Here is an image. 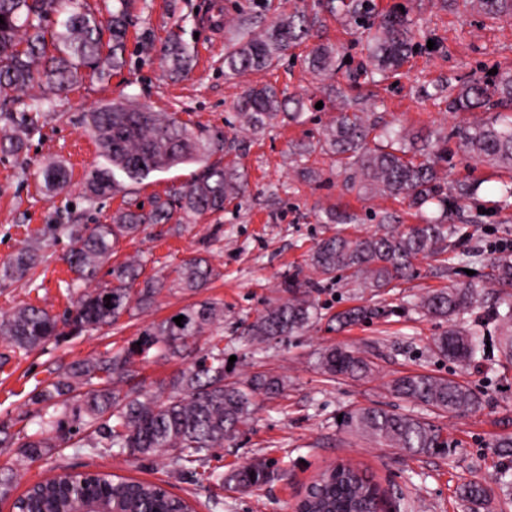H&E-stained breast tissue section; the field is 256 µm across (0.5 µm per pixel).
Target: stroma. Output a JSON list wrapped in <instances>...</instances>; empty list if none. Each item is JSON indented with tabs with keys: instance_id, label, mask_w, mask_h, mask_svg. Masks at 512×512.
Here are the masks:
<instances>
[{
	"instance_id": "stroma-1",
	"label": "stroma",
	"mask_w": 512,
	"mask_h": 512,
	"mask_svg": "<svg viewBox=\"0 0 512 512\" xmlns=\"http://www.w3.org/2000/svg\"><path fill=\"white\" fill-rule=\"evenodd\" d=\"M215 1L242 9L252 5L251 0H129L124 68L102 79H83L57 96L53 107L43 112L27 151L17 158L0 154V265L40 237L52 256L32 278L0 282V315L26 304L55 314L69 307L66 284L73 274L63 256L70 241L66 234L51 233L60 218L70 217L76 224H107L118 208L166 196L197 174V165H182L127 183L123 193L87 201V176L104 160L85 118L112 99L132 97L154 111L177 114L194 128L226 132L244 142L241 162L248 175L244 196L225 203L221 213L183 225L177 234L166 224L149 226L135 239L121 240L111 257L117 264L141 256L149 276L167 275L182 260L202 257L217 270V278L194 295L162 291L151 310L122 318L118 327L52 342L26 357L0 342V422L27 434L36 432L37 419L23 415L25 403L52 371L122 345L148 323L211 298L224 304V320L217 332L224 338L225 356L235 359L236 374L271 372L286 377L288 388L282 396L261 400L249 425L206 467L222 472L267 457L279 462L278 476L262 488L235 493L196 482L162 457L130 462L93 457L69 443L30 462L20 460L16 448L0 447V470L15 474L9 497L0 498V512H15V498L53 477L62 466L77 472L112 471L164 484L190 498L197 512H294L315 476L340 461L360 465L382 488L401 494L395 512H470L459 496L460 486L469 480L479 481L491 495L483 512H512V500L505 496L500 481L503 470L512 467V456L503 455L498 446L503 436L512 435V365L502 363L495 348L467 369L439 356L431 342L447 329V322L410 305L427 291L482 281L494 257L493 245L512 244V210L493 209L497 186L511 174L465 154L456 136L458 129L484 122L488 115L479 109H448L449 95L463 83L496 67H512V19L490 22L475 9H463L459 0H375L380 13L408 11L423 49L410 58L395 82L376 85L366 80L354 89L349 74L367 64L358 36L340 16L317 10L315 0H282L279 9L318 12L321 24L316 40L342 46L347 57L334 82L317 81L306 71L303 60L312 48L308 42L290 50L277 68L225 75L224 46L231 32L203 21ZM174 30L194 54L191 72L179 79L170 76L160 62V49ZM266 83L303 98L304 123H279L257 136L240 129L235 103L249 88ZM353 102L379 123L396 124L414 135L447 137L448 159L439 165L440 177L481 185L477 196L452 215L461 228L459 247L467 250L478 245L484 252L466 269H449L443 254L418 258L407 279L380 295L345 279L319 283L313 296L322 319L314 328L268 346H255L244 334L246 326L279 298L288 273L298 270L304 278H312L308 256L316 243L335 234L366 235L417 221L402 199L346 190L335 156L319 150L299 155L300 144L316 142L337 112ZM51 160L68 167L69 182L48 196L38 171ZM306 166L318 171L317 181L302 178L300 171ZM356 305L381 306L385 312L353 327L341 328L333 322L337 311ZM331 344L363 351L375 364L373 376L334 380L324 375L316 361ZM411 372L457 379L477 392L484 405L473 413L449 415L402 400L387 384ZM370 406L431 421L448 438V454L413 456L339 431V414Z\"/></svg>"
}]
</instances>
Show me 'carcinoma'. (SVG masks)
I'll list each match as a JSON object with an SVG mask.
<instances>
[{
	"label": "carcinoma",
	"instance_id": "1",
	"mask_svg": "<svg viewBox=\"0 0 512 512\" xmlns=\"http://www.w3.org/2000/svg\"><path fill=\"white\" fill-rule=\"evenodd\" d=\"M102 20L72 0H0V103L16 102L13 93L38 88L40 94L8 114L11 127L0 132V150L15 156L26 148L27 137L37 130L36 116L53 104V96L69 90L84 75L102 77L123 64L127 33L125 0ZM480 12L490 18H512V0H479ZM329 12L342 13L366 35L365 49L372 66L370 76L388 79L398 74L419 47L414 23L407 13L380 14L373 0H327ZM273 0H260L255 9L240 10L232 19L235 34L224 49V73L239 74L276 67L288 50L313 36L316 14L296 10L268 23L263 16ZM56 13L60 29L50 33L45 18ZM110 43L102 42V28ZM337 46L320 43L305 63L320 77H331L340 68ZM166 69L181 75L190 69L192 52L177 34L162 52ZM478 108L493 111L494 119L458 133L464 150L512 169V69L497 71L489 79H473L448 100L452 112ZM236 116L254 135L278 120L302 122L303 101L277 87H253L236 106ZM88 129L98 143L105 164L87 178L86 198L94 202L124 188V180L138 182L154 172L185 164L199 165L195 179L172 193L155 196L149 208H121L109 224H63L71 249L66 257L76 278L67 292L76 296L63 315L44 308L22 306L0 318V339L15 352L29 354L44 347L51 337L91 335L118 326L121 318L151 309L164 288L195 293L207 287L214 269L201 258H189L174 270L173 279L140 280L144 260L133 258L112 265L109 280L89 289L98 279L120 240L134 237L151 224H169L175 233L192 217L224 211V203L245 192L247 180L238 161L236 138L204 134L168 112H156L129 98L101 104L88 114ZM410 135L372 120L366 112L340 111L317 142L320 150L336 156L346 185L368 193L403 196L422 208L437 204L444 216L460 201L477 194L479 185L458 182L445 186L438 166L448 161V151L425 140L422 149L407 146ZM222 152L226 161H211ZM46 191L56 193L67 182V170L51 163L41 171ZM458 228L439 218L422 220L403 230L397 228L364 236L338 234L322 240L310 256V266L324 280L342 272L365 287L385 292L408 277L420 256L448 253L466 265L476 250L457 249ZM48 262L45 247L36 242L20 251L0 271V279L20 281ZM487 279L512 288V255L489 265ZM142 287L137 288V281ZM313 284L292 273L284 281L283 296L247 326L246 335L257 343L297 336L318 319L311 295ZM478 283L450 285L420 297L415 306L423 313L448 320V330L433 339L441 356L463 366L484 358L486 323H470L479 301ZM111 296V307L105 296ZM378 314L354 306L336 314L341 326L355 325ZM184 316L182 325L173 321ZM175 316L145 325L127 345L103 354L72 361L30 394L41 431L20 435L11 425L0 424V446H17L21 457L35 461L81 436L79 447L94 457L124 456L132 460L166 455L179 471L199 481L214 482L234 492H248L273 481L275 461L255 458L222 473L204 465L224 442L232 439L258 409V398H273L285 389V380L259 373L245 380H230L224 369L223 338L213 330L224 319V305L202 300L184 306ZM499 331V348L512 363V301L503 302L492 317ZM193 358L189 367L169 382L152 389L139 379L143 363L151 359ZM317 367L332 377L365 379L375 371L364 353L336 345L319 354ZM391 391L399 398L431 410L472 413L482 406L470 387L451 378L409 373L394 378ZM339 426L369 441L402 448L414 456L439 453L448 439L425 420L383 408L351 409ZM473 506L489 505L487 489L468 482L459 489ZM386 491L366 470L339 462L321 471L298 502L300 512H374ZM110 512H189L191 504L164 485L135 480L105 471L60 474L30 487L18 498V512H76L100 509Z\"/></svg>",
	"mask_w": 512,
	"mask_h": 512
}]
</instances>
